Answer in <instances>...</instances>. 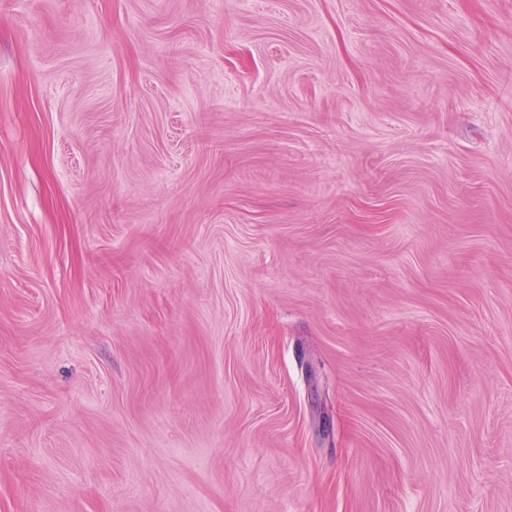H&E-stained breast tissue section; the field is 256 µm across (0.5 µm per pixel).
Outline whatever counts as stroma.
Here are the masks:
<instances>
[{"label": "stroma", "instance_id": "35a3bbf8", "mask_svg": "<svg viewBox=\"0 0 512 512\" xmlns=\"http://www.w3.org/2000/svg\"><path fill=\"white\" fill-rule=\"evenodd\" d=\"M0 512H512V0H0Z\"/></svg>", "mask_w": 512, "mask_h": 512}]
</instances>
